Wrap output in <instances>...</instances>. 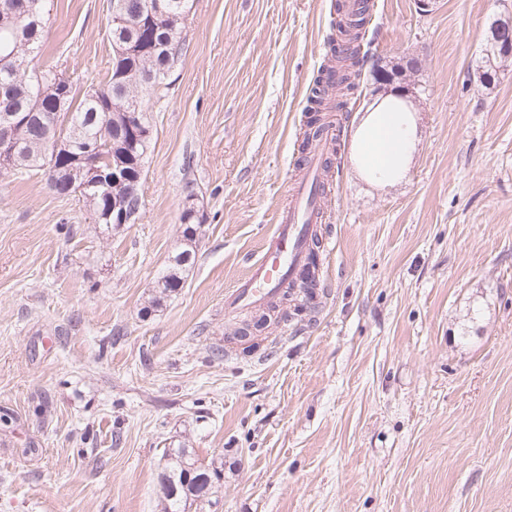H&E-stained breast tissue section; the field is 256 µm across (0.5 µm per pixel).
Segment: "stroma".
<instances>
[{
  "label": "stroma",
  "instance_id": "1",
  "mask_svg": "<svg viewBox=\"0 0 512 512\" xmlns=\"http://www.w3.org/2000/svg\"><path fill=\"white\" fill-rule=\"evenodd\" d=\"M373 2L374 52L421 62L409 156L375 179L368 98L335 113L322 292L252 353L224 293L305 175L333 0H188L134 223L0 175V512H159L182 446L224 460L212 512H512V62L472 80L512 0ZM108 17L52 0L41 64L99 85ZM190 198L196 262L155 308ZM501 19L495 18L493 19L489 24V36L487 39V47L485 48V53L481 57L480 61L477 65V72H476V87L479 90H488L490 89L491 84L494 82L497 76V72L501 67H504V63L508 60H504L500 55L496 53L497 48L494 43L490 42V37L492 38V32L494 28L498 27L499 22ZM490 56H492L493 64L496 68H493L492 65H490Z\"/></svg>",
  "mask_w": 512,
  "mask_h": 512
}]
</instances>
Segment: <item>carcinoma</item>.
Here are the masks:
<instances>
[{"instance_id":"1","label":"carcinoma","mask_w":512,"mask_h":512,"mask_svg":"<svg viewBox=\"0 0 512 512\" xmlns=\"http://www.w3.org/2000/svg\"><path fill=\"white\" fill-rule=\"evenodd\" d=\"M26 9L14 14H0V53L8 50L19 54L17 70L0 71V125L18 116L27 118L15 126L19 142L15 154L8 159L11 171L39 170L47 176L49 187L61 196L76 194L97 218L106 232L112 228V198L83 183L94 158L83 162L71 160L67 151L54 150L57 135L65 138L86 137L99 144L100 164L110 158L109 146L126 143L129 135L139 134L133 154L124 153L129 163V179L112 188V194L127 201L128 214L135 216L141 206L140 186L144 159L151 146L146 117L151 95L166 85L171 69L182 51V25L187 0H169L170 7L159 14H149V0H110L119 11H110L108 33L111 44L126 50L114 56L106 80L83 93L72 87L62 108H57L59 89L48 81L57 67L45 65L37 70L31 63L39 54L42 34L50 22L49 10L39 0H23ZM330 34L325 42L328 62L315 78L307 97V111L313 120L304 132V140L318 141L326 128V113L340 111L355 94L364 74L375 77L382 66L381 58L372 52L366 39L372 19L370 6L350 14L342 2L333 5ZM505 60L489 42L477 65L476 87L490 89L498 69ZM185 224L184 244L173 256V263L159 284L161 291L152 297L158 307L167 294L182 285V272L196 259L197 235L201 227L197 210L186 208L180 217ZM167 458L159 481L160 512H191L201 498L212 499L224 479V463L210 459L203 462L187 448L164 450Z\"/></svg>"}]
</instances>
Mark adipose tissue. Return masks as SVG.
Wrapping results in <instances>:
<instances>
[{
	"instance_id": "1",
	"label": "adipose tissue",
	"mask_w": 512,
	"mask_h": 512,
	"mask_svg": "<svg viewBox=\"0 0 512 512\" xmlns=\"http://www.w3.org/2000/svg\"><path fill=\"white\" fill-rule=\"evenodd\" d=\"M365 146L370 165L380 174L400 169L410 149L407 118L387 107H378L368 117Z\"/></svg>"
}]
</instances>
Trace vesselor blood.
Listing matches in <instances>:
<instances>
[{
  "instance_id": "b4317fda",
  "label": "vessel or blood",
  "mask_w": 512,
  "mask_h": 512,
  "mask_svg": "<svg viewBox=\"0 0 512 512\" xmlns=\"http://www.w3.org/2000/svg\"><path fill=\"white\" fill-rule=\"evenodd\" d=\"M318 174V164H310L306 186L292 197L287 208L281 212L261 257L250 265L247 276L225 293L226 313L266 305L288 283L302 276L315 239L316 212L321 206L319 197L309 189Z\"/></svg>"
}]
</instances>
